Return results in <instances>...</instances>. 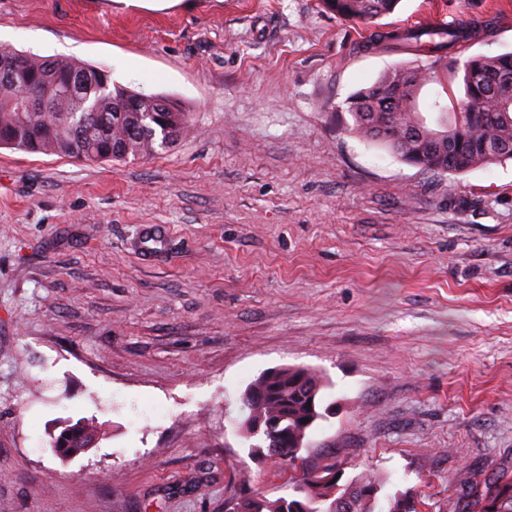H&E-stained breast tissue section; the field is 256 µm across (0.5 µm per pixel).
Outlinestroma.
<instances>
[{"mask_svg":"<svg viewBox=\"0 0 512 512\" xmlns=\"http://www.w3.org/2000/svg\"><path fill=\"white\" fill-rule=\"evenodd\" d=\"M0 0V49L66 57L190 113L154 155L83 163L0 146V512H227L287 495L236 428L268 369L324 376L309 436L463 512L456 476L512 470V160L433 176L344 131L347 97L428 12L490 22L459 59L512 51V0H401L371 28L321 0ZM162 250L141 255L145 226ZM95 420L88 453L53 435Z\"/></svg>","mask_w":512,"mask_h":512,"instance_id":"1","label":"stroma"}]
</instances>
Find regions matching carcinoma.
<instances>
[{
    "label": "carcinoma",
    "mask_w": 512,
    "mask_h": 512,
    "mask_svg": "<svg viewBox=\"0 0 512 512\" xmlns=\"http://www.w3.org/2000/svg\"><path fill=\"white\" fill-rule=\"evenodd\" d=\"M336 16L364 24L392 14L400 0H322ZM479 30L466 23L451 27H413L375 34L374 44L407 54L425 50L426 59L397 64L369 87L346 101L350 120L345 131L377 143L402 161L433 175L464 174L512 159V102L499 86L512 81V52L475 55L446 65L444 61ZM16 65L30 78L28 87L45 93V76L65 80L80 73L92 82L110 81L103 70L65 59L14 54ZM439 84L444 95L426 105L432 120L422 115L419 97L426 86ZM15 88L0 81V142L30 153L56 155L86 162L139 159L165 149L186 136L191 119L169 102L157 112L155 95L130 92L118 85L100 98L101 112L76 111L65 101L55 112H17ZM322 377L304 366L269 370L243 392L239 427L250 439L251 452L266 456L288 474V496L269 497L263 491L239 490L233 512H418L409 490L385 491L387 480L362 471L344 483H322L341 463L334 448H311L310 433L335 406L328 400ZM261 420L270 431L254 433ZM97 431L79 421L57 437L56 451L64 458L92 448ZM458 484L473 490L469 512H512V472L502 471L478 485L469 473Z\"/></svg>",
    "instance_id": "obj_1"
}]
</instances>
